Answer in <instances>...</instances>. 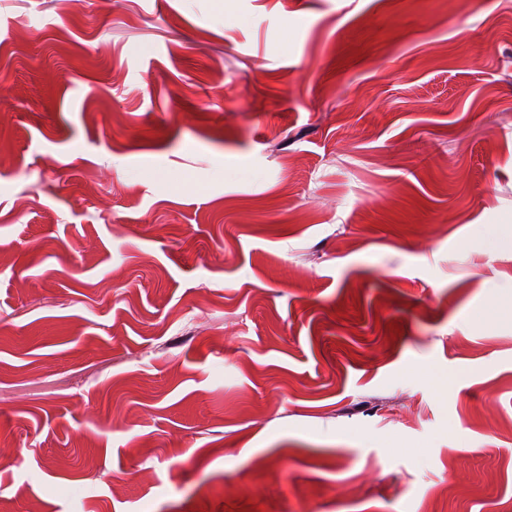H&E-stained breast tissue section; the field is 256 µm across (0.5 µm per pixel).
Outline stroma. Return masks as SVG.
Returning a JSON list of instances; mask_svg holds the SVG:
<instances>
[{
  "instance_id": "35a3bbf8",
  "label": "stroma",
  "mask_w": 512,
  "mask_h": 512,
  "mask_svg": "<svg viewBox=\"0 0 512 512\" xmlns=\"http://www.w3.org/2000/svg\"><path fill=\"white\" fill-rule=\"evenodd\" d=\"M512 512V0H0V512Z\"/></svg>"
}]
</instances>
